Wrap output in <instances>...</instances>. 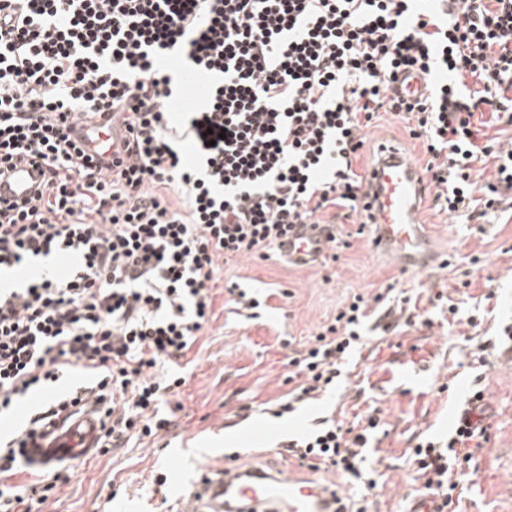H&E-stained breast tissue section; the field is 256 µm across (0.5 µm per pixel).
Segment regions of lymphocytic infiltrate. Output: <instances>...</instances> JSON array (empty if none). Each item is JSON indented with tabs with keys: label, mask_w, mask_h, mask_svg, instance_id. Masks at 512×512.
Masks as SVG:
<instances>
[{
	"label": "lymphocytic infiltrate",
	"mask_w": 512,
	"mask_h": 512,
	"mask_svg": "<svg viewBox=\"0 0 512 512\" xmlns=\"http://www.w3.org/2000/svg\"><path fill=\"white\" fill-rule=\"evenodd\" d=\"M438 2L424 14L415 0H0V172L23 158L44 167L33 198L0 203V272L62 249L80 259L66 278L0 287V411L33 387L98 375L0 441V512H38L65 483L14 478L70 407L94 403L109 447L168 428L160 405L184 380L155 370L209 325L222 263L267 258L290 225L330 209L362 213L355 164L380 113L422 141L440 211L476 221L512 209V141L491 133L512 126V0ZM169 56L214 80L177 128L176 78L159 66ZM409 73L440 79L409 99L394 90ZM115 116L129 137L108 165L72 129ZM486 163L493 179L481 184ZM374 313L357 294L319 327L282 412L336 385ZM378 426L372 416L353 434L325 418L284 450L359 480ZM488 440L466 426L411 449L450 512L458 466Z\"/></svg>",
	"instance_id": "obj_1"
}]
</instances>
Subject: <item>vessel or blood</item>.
<instances>
[{"instance_id": "obj_1", "label": "vessel or blood", "mask_w": 512, "mask_h": 512, "mask_svg": "<svg viewBox=\"0 0 512 512\" xmlns=\"http://www.w3.org/2000/svg\"><path fill=\"white\" fill-rule=\"evenodd\" d=\"M181 105L195 108L208 98L210 88L195 75L182 76ZM75 136L88 152L116 151L126 131L121 122L104 126L77 124ZM367 203L372 219L366 229L374 250L390 257L406 272L421 273L441 263L419 220L427 183L423 171L397 146L379 145L368 173ZM37 170L28 162L16 163L8 180H0V199L23 200L32 194ZM336 236L332 224H296L281 241L280 256L297 266H314L327 256ZM101 419L93 406L77 409L63 424L46 429L38 445L29 449L32 468L94 456L99 450ZM340 488L324 485L318 470L291 466L266 471L225 460L219 477L201 475L188 495L187 512H348Z\"/></svg>"}]
</instances>
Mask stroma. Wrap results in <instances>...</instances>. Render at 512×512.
I'll return each instance as SVG.
<instances>
[{"label": "stroma", "instance_id": "1", "mask_svg": "<svg viewBox=\"0 0 512 512\" xmlns=\"http://www.w3.org/2000/svg\"><path fill=\"white\" fill-rule=\"evenodd\" d=\"M367 151L356 169L366 173L371 152L381 143L396 145L417 164L426 158L419 140L384 114L367 133ZM421 221L437 251L456 258L455 266L422 273L401 272L377 254L353 219L338 218L342 242L335 258L313 268L289 265L278 256L236 258L224 263L223 285L213 289V319L176 368L161 366L158 376L177 371L186 382L174 403L168 430L154 439L130 440L69 468V482L46 512H171L202 470L216 471L224 451L239 449L266 470L287 466L278 444L307 432L317 418L344 427L365 426L378 413L381 428L362 465L369 483L340 481L350 500L367 497L370 512H408L418 494L408 448L423 437L448 433L453 410L472 391L484 390L492 426L485 448L466 465L460 512H512V367L504 366L499 336L512 327V216H492L474 224L451 218L425 201ZM239 284L262 301L260 308H238L227 291ZM405 294L416 302L410 324L372 337L348 357L338 387L279 415L288 397L291 359L325 322L356 294L373 299ZM443 294L459 307L445 321L431 302ZM482 316L471 328V316ZM413 357L428 368L421 385L396 389L391 375L397 360ZM267 423L268 449L239 444L240 417ZM177 473H169L170 461Z\"/></svg>", "mask_w": 512, "mask_h": 512}]
</instances>
